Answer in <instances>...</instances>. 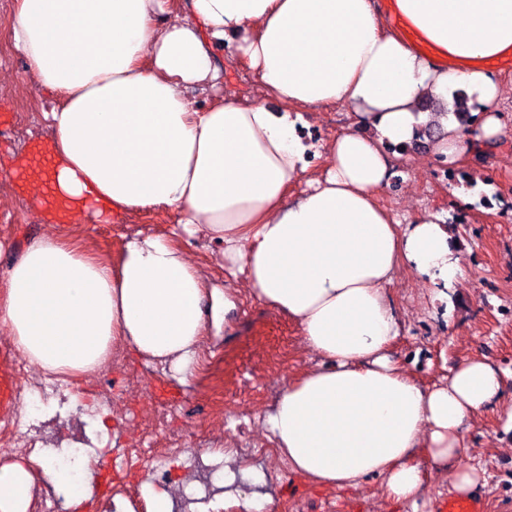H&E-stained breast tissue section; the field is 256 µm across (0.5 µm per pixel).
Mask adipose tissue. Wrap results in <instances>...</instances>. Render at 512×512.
I'll list each match as a JSON object with an SVG mask.
<instances>
[{
    "label": "adipose tissue",
    "instance_id": "ef3b65f1",
    "mask_svg": "<svg viewBox=\"0 0 512 512\" xmlns=\"http://www.w3.org/2000/svg\"><path fill=\"white\" fill-rule=\"evenodd\" d=\"M18 0L10 37L43 88L56 196L102 222L163 206L170 236L129 240L117 264L54 234L34 240L0 282V322L41 370L75 382L113 345L186 379L210 329L240 289L295 322L321 365L286 382L263 419L291 472L418 505L425 454L456 495L484 487L463 444L473 416L502 404L500 373L462 361L430 388L387 352L401 326L387 290L410 270L438 294L462 273L449 226L403 222L377 197L391 176L387 145L436 125L434 158L455 164L506 125L490 63L512 54V0ZM227 45L255 76L249 104L224 97L191 109L185 91L220 89L211 48ZM462 89L474 123L425 112ZM274 97L278 108L268 106ZM349 127L318 144L297 127L326 105ZM325 161L312 169L310 157ZM298 195H290L294 184ZM217 247L227 289L207 288L179 244ZM28 465H0V512H27Z\"/></svg>",
    "mask_w": 512,
    "mask_h": 512
}]
</instances>
